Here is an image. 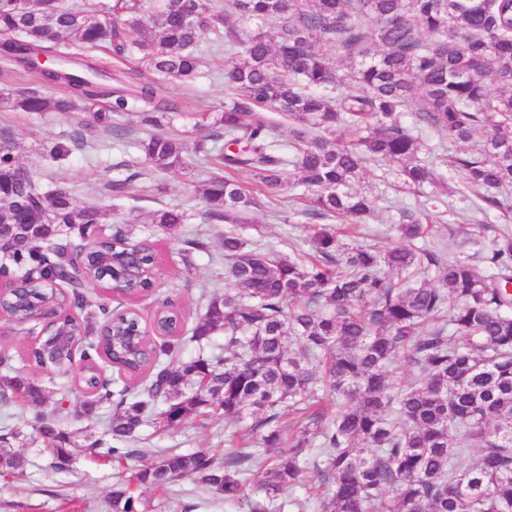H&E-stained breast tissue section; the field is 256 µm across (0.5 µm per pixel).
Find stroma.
Listing matches in <instances>:
<instances>
[{
  "mask_svg": "<svg viewBox=\"0 0 512 512\" xmlns=\"http://www.w3.org/2000/svg\"><path fill=\"white\" fill-rule=\"evenodd\" d=\"M200 75L195 82L181 86L167 82L156 84L160 98L176 103L194 97L203 105V112L173 115L171 122L163 124V131L192 129L201 122L204 111L221 109L225 100L224 55L208 50L207 43L198 47ZM92 121L91 111L62 114L59 112H13L0 108V127H11L19 145V162L24 167L39 170L48 185L65 184L73 189L79 201L93 207L99 214L97 230L107 233L114 224L130 225L137 240L154 242L159 252V267L154 294L136 302L112 295L104 300L110 309L123 311L135 308L143 322H150L155 307L162 300H170L183 313L186 326H194L201 314V295L212 293L217 283L224 280V266L216 258L223 252L220 224L204 223L200 189L212 171L203 162H195L190 170L181 174L163 175L155 172L140 143L153 134L148 125L130 123L129 132L122 138L105 137L95 147L73 150L63 160L53 159L49 149L53 143L68 142L86 135V126ZM140 170L135 192L115 191L114 186L126 178L131 170ZM450 193L440 205V222L429 225L427 242L434 245L442 261L471 258L480 263L496 230L502 225L512 226V211L478 210L474 198L457 192L458 180L449 177ZM362 188L370 194L376 208L367 224L363 243L385 249L397 242L398 205L424 208L425 200L399 192V177L386 165H368ZM294 189H284L277 200L262 204L254 210L250 223L239 225V233L246 239L275 250H288L301 245L308 237L307 216L298 214L292 199ZM164 206H176L187 214L180 225L179 235H190L204 229L211 241V251L198 255L190 270L174 264L169 252L175 246L170 234L152 224L151 214ZM41 328L36 324L18 326L0 319V353L12 358L14 365L38 380L45 389L44 410H51L59 388L69 391V415L63 423L65 430L76 436H93L111 446L112 438L106 432L105 422L112 416L104 409L102 419L93 423L81 413L83 394L74 384L73 373H50L26 362L24 353L31 348ZM246 425L224 420L221 414L207 417L194 416L172 432L159 434L153 428L143 431L142 447L175 448L182 452L211 449L224 450L230 435L244 436ZM20 452L27 459L22 476L0 473V512H112L110 492L114 484L129 478L144 460L131 457L120 462L102 458L86 448L74 451L69 469L60 471L51 466V456L41 447L27 444ZM143 512H248L247 505L225 504L222 495L200 488L191 479H182L170 485L168 491L148 493L144 496Z\"/></svg>",
  "mask_w": 512,
  "mask_h": 512,
  "instance_id": "stroma-1",
  "label": "stroma"
}]
</instances>
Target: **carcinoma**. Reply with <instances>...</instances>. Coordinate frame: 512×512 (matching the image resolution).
Instances as JSON below:
<instances>
[{"mask_svg":"<svg viewBox=\"0 0 512 512\" xmlns=\"http://www.w3.org/2000/svg\"><path fill=\"white\" fill-rule=\"evenodd\" d=\"M243 21L255 28L244 30ZM206 36L228 54L224 80L233 93L206 135L225 139L224 151L213 155L199 144L196 152L226 170H248L267 196L302 187L312 217L366 224L375 200L358 183L366 164L377 162L396 167L412 193L431 188L433 205L448 184L418 157L414 130L427 128L478 144L450 166L484 208L508 209L512 0H89L82 8L66 0H0V60L27 70L34 55H50L55 67L37 75L64 89L54 100L0 92V104L67 113L105 100L96 118L111 135L123 136L126 127L109 112L159 126L177 106L157 98L153 84L108 69L94 52L140 55L159 76L188 82L199 75L195 49ZM267 107L293 125L283 150ZM341 129L349 139L336 137ZM142 146L157 172L191 164L179 138L157 134ZM16 151L13 133L0 128V237L14 241L0 259V277L33 301H61L85 314L84 322L67 317L52 332L78 330L84 417L94 422L104 406L114 407L113 445L101 456L131 457L144 426L172 431L205 409L251 419L262 445L279 449L256 500L250 448H228L221 458L153 450L134 485L112 491V512H138L142 495L181 478L222 494L228 505L246 500L250 512H512L511 231L497 233L481 270L467 261L442 264L433 248L351 246L325 225L312 229V252L288 255L227 229L224 284L203 298L190 335L166 302L154 319L169 335L146 342L138 314L110 311L89 285L98 275L108 291L143 294L156 273L154 246L114 224L97 256L79 263L98 212L64 187L43 188ZM201 195L209 224H245L257 205L226 176L210 178ZM399 213L403 239L425 237L417 210L402 206ZM152 223L173 230L185 213L158 209ZM177 243L186 266L209 249L201 233ZM127 253L138 255L131 268L121 260ZM431 266L439 285L413 281ZM54 278L66 283L63 291L42 287ZM14 302L5 298L6 313L29 320L33 308ZM187 345L195 354L185 358ZM28 360L53 371L75 356L39 344ZM100 360L129 381L144 377L141 387L111 384ZM397 370L413 382L396 391ZM324 395L336 399L327 423L318 408ZM44 402V389L24 370L0 361V410ZM65 404L63 395L52 415L39 411L32 425L59 470L79 447L59 427ZM290 414L296 434L287 443L279 422ZM19 440H26L21 430L0 433L1 473L18 475L27 465L14 450ZM310 472L315 493L299 498L294 490Z\"/></svg>","mask_w":512,"mask_h":512,"instance_id":"cac0c4a2","label":"carcinoma"}]
</instances>
